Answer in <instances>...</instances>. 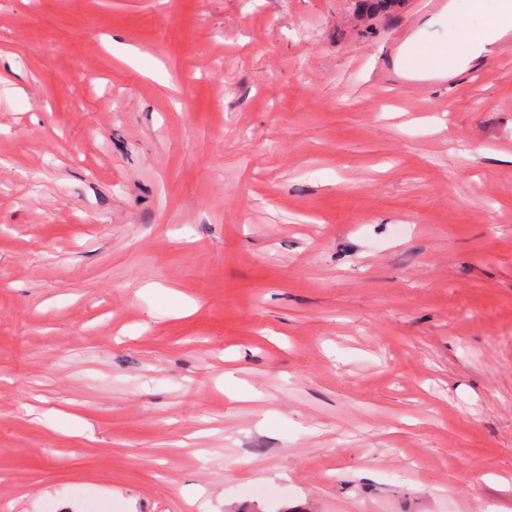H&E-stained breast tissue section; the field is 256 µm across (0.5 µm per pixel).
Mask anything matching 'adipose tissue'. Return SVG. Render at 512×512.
<instances>
[{
    "label": "adipose tissue",
    "instance_id": "ef3b65f1",
    "mask_svg": "<svg viewBox=\"0 0 512 512\" xmlns=\"http://www.w3.org/2000/svg\"><path fill=\"white\" fill-rule=\"evenodd\" d=\"M473 11L488 19L479 32H462L459 39L441 43L418 54V67L425 71H454L463 67L466 56H479L507 30L512 29V0H471Z\"/></svg>",
    "mask_w": 512,
    "mask_h": 512
}]
</instances>
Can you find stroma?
I'll return each instance as SVG.
<instances>
[{
  "instance_id": "stroma-1",
  "label": "stroma",
  "mask_w": 512,
  "mask_h": 512,
  "mask_svg": "<svg viewBox=\"0 0 512 512\" xmlns=\"http://www.w3.org/2000/svg\"><path fill=\"white\" fill-rule=\"evenodd\" d=\"M358 0H0L6 512H512V53L415 93Z\"/></svg>"
}]
</instances>
